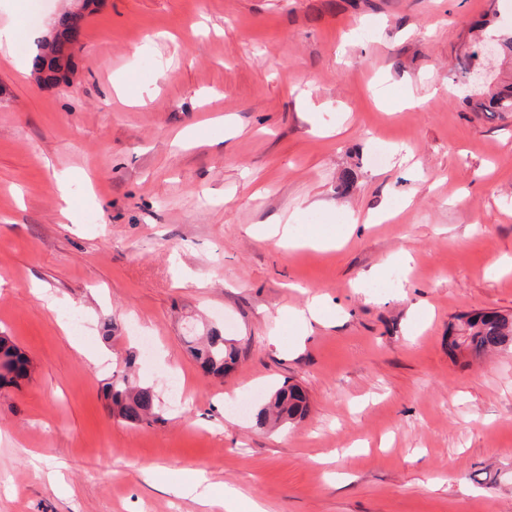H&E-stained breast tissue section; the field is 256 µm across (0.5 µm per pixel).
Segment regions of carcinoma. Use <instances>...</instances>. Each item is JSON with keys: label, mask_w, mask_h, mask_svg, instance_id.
<instances>
[{"label": "carcinoma", "mask_w": 512, "mask_h": 512, "mask_svg": "<svg viewBox=\"0 0 512 512\" xmlns=\"http://www.w3.org/2000/svg\"><path fill=\"white\" fill-rule=\"evenodd\" d=\"M75 12L61 15L54 34L42 39L31 58L33 71L45 84L60 85L69 82L64 68H72L75 46ZM485 65L475 54H463L458 59L456 82L460 99L476 112L491 116L512 113V80L503 81L496 90L478 96L464 91L463 81L470 68ZM460 325L449 327L450 347L465 348L474 359L491 353L512 348V317L495 311L461 314L457 317ZM187 350L203 373L215 379H222L238 363L242 350L237 341L224 335V328L212 326L203 336L184 337ZM137 357L133 354L124 359V367L112 374V379L103 386V395L109 410L115 417L131 425H147L163 421L160 400L151 385L135 378ZM31 375V361L8 336H0V389L19 387ZM274 400L257 410L255 425L263 428L271 421H296L308 412V397L298 385H284L272 394Z\"/></svg>", "instance_id": "carcinoma-1"}]
</instances>
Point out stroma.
I'll list each match as a JSON object with an SVG mask.
<instances>
[{
	"instance_id": "stroma-1",
	"label": "stroma",
	"mask_w": 512,
	"mask_h": 512,
	"mask_svg": "<svg viewBox=\"0 0 512 512\" xmlns=\"http://www.w3.org/2000/svg\"><path fill=\"white\" fill-rule=\"evenodd\" d=\"M24 2L0 50V335L33 370L0 390V512H224L228 487L268 512H512V351L448 349L458 315H512V114L444 90L466 22L512 28V0H102L53 88L10 58L76 0ZM186 313L239 339L223 379ZM133 350L165 423L108 412ZM286 381L309 414L257 427ZM188 471L210 505L175 495Z\"/></svg>"
}]
</instances>
